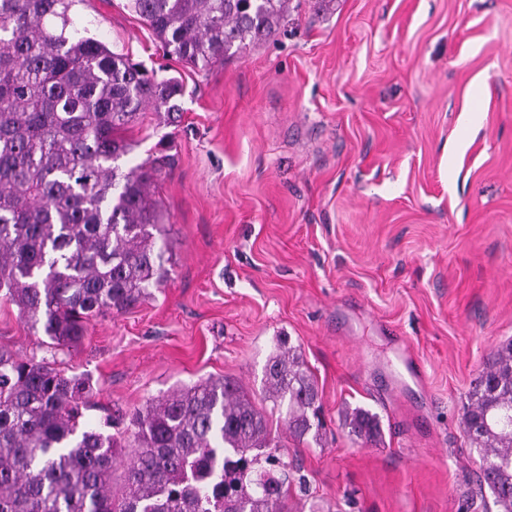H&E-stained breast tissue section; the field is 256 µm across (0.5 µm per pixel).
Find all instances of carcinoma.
Segmentation results:
<instances>
[{
	"label": "carcinoma",
	"mask_w": 512,
	"mask_h": 512,
	"mask_svg": "<svg viewBox=\"0 0 512 512\" xmlns=\"http://www.w3.org/2000/svg\"><path fill=\"white\" fill-rule=\"evenodd\" d=\"M79 0H0V297L41 328L48 348L79 343L91 321L123 313L171 275L163 214L149 193L163 153L123 171L124 132L150 107L171 116L182 86L83 36ZM164 53L206 69L270 39L290 0H129ZM258 409L223 377L178 385L105 435L85 419L91 385L57 360L0 346V512H291L270 418L297 443L322 442V403L298 349L277 338ZM365 442L376 415L346 414ZM464 432L479 450V485L512 512V342L474 380ZM124 466L115 488L114 466Z\"/></svg>",
	"instance_id": "obj_1"
}]
</instances>
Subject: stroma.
<instances>
[{
  "mask_svg": "<svg viewBox=\"0 0 512 512\" xmlns=\"http://www.w3.org/2000/svg\"><path fill=\"white\" fill-rule=\"evenodd\" d=\"M87 36L181 78L143 110L173 268L57 352L112 417L209 376L261 397L277 338L315 378L327 435L288 442L298 512H493L464 432L471 382L512 341V0H291L269 40L211 69L163 59L128 0H78ZM0 299V345L45 357ZM377 413L364 442L342 412Z\"/></svg>",
  "mask_w": 512,
  "mask_h": 512,
  "instance_id": "stroma-1",
  "label": "stroma"
}]
</instances>
